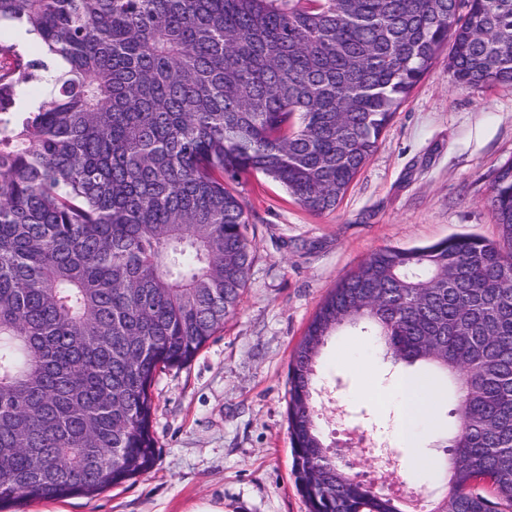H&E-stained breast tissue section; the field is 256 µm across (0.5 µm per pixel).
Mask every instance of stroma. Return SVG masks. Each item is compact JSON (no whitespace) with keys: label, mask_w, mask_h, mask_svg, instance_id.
I'll use <instances>...</instances> for the list:
<instances>
[{"label":"stroma","mask_w":512,"mask_h":512,"mask_svg":"<svg viewBox=\"0 0 512 512\" xmlns=\"http://www.w3.org/2000/svg\"><path fill=\"white\" fill-rule=\"evenodd\" d=\"M512 159V86L461 87L440 56L400 105L374 155L338 208L317 215L275 181L254 174L235 185L254 231L248 287L223 328L188 365L153 386L158 457L153 471L55 512H307L291 472L287 421L292 353L337 281L384 247L425 245L451 235L494 240L489 200L497 169ZM324 387L320 426L351 473L372 469L366 443L388 463L377 487L393 497L419 491L416 512L442 491L419 457L439 459L455 429L450 403L414 426L415 446L396 431L398 406L373 398L399 371L373 337L346 327L317 365Z\"/></svg>","instance_id":"stroma-1"}]
</instances>
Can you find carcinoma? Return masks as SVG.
I'll list each match as a JSON object with an SVG mask.
<instances>
[{
	"instance_id": "carcinoma-1",
	"label": "carcinoma",
	"mask_w": 512,
	"mask_h": 512,
	"mask_svg": "<svg viewBox=\"0 0 512 512\" xmlns=\"http://www.w3.org/2000/svg\"><path fill=\"white\" fill-rule=\"evenodd\" d=\"M13 22L35 39L0 44V512L154 467L158 373L248 286L228 184L263 174L333 212L443 49L456 84L512 85V0H0ZM490 206L498 239L379 248L308 323L288 369L308 512H404L336 461L312 403L345 326L457 385L428 512H512V160Z\"/></svg>"
}]
</instances>
